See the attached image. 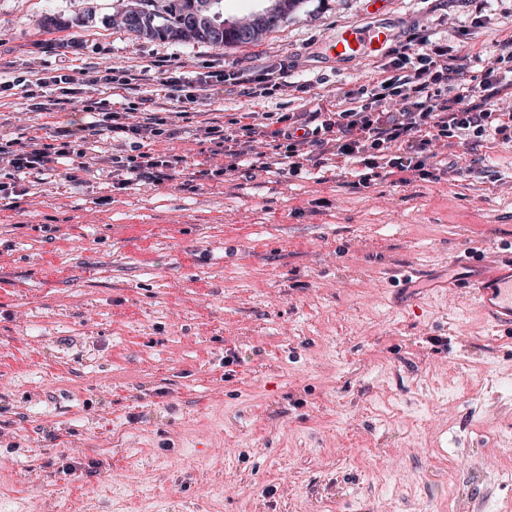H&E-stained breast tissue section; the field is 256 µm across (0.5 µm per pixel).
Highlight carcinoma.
Instances as JSON below:
<instances>
[{"instance_id":"1","label":"carcinoma","mask_w":512,"mask_h":512,"mask_svg":"<svg viewBox=\"0 0 512 512\" xmlns=\"http://www.w3.org/2000/svg\"><path fill=\"white\" fill-rule=\"evenodd\" d=\"M207 2L208 0H127V5L137 7V18H128L127 11L124 10L121 12V23L126 30L139 37L143 36V32H149L150 40L194 42L218 48L257 44L272 32L269 26H259L246 36L228 30L218 38L208 25L194 26L190 22L195 15H208V11L204 9Z\"/></svg>"}]
</instances>
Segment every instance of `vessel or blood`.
Here are the masks:
<instances>
[{"instance_id":"1","label":"vessel or blood","mask_w":512,"mask_h":512,"mask_svg":"<svg viewBox=\"0 0 512 512\" xmlns=\"http://www.w3.org/2000/svg\"><path fill=\"white\" fill-rule=\"evenodd\" d=\"M377 20L360 27L346 25L327 39L324 49L330 56L352 60L366 55H381L388 51L392 40L389 27L379 22L387 7L386 0H368ZM502 271L482 277L464 275L453 280L456 288H466L478 297L484 313L493 326L502 328L512 325V254L499 258Z\"/></svg>"}]
</instances>
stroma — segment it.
<instances>
[{"mask_svg": "<svg viewBox=\"0 0 512 512\" xmlns=\"http://www.w3.org/2000/svg\"><path fill=\"white\" fill-rule=\"evenodd\" d=\"M119 0H0V138L84 128L87 168L24 177L0 199V512H512V329L492 332L449 283L512 250V144L462 177L226 183L200 132L237 113L323 107L380 80L388 55L322 44L373 18L365 0H305L258 44L146 40ZM392 46L458 64L512 53V0H389ZM255 76L176 118L197 189L112 187L129 142L102 105L151 97L146 67ZM111 68L112 80L97 73ZM135 81H128V74ZM57 112L36 111L42 75ZM75 467L65 475V467Z\"/></svg>", "mask_w": 512, "mask_h": 512, "instance_id": "stroma-1", "label": "stroma"}]
</instances>
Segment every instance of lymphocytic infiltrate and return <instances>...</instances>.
<instances>
[{"instance_id":"f902f5d3","label":"lymphocytic infiltrate","mask_w":512,"mask_h":512,"mask_svg":"<svg viewBox=\"0 0 512 512\" xmlns=\"http://www.w3.org/2000/svg\"><path fill=\"white\" fill-rule=\"evenodd\" d=\"M395 73L378 84H363L345 93L335 110L322 106L300 113H241L233 128H206L230 162L225 182L261 173L282 176L344 172L360 183L405 174L422 180L462 176L448 155L455 148L477 150L484 142L512 143V67L487 64L471 70L449 60L447 53L418 40L390 61ZM142 118L122 120L121 112L102 106L97 120L103 130L134 139H175L166 118L151 100L141 102ZM73 133L59 131L54 142L37 139L22 146L0 142V166L26 175L49 164H72L84 158L74 149ZM183 155L143 151L113 155L112 186L136 182L159 184L182 176Z\"/></svg>"}]
</instances>
